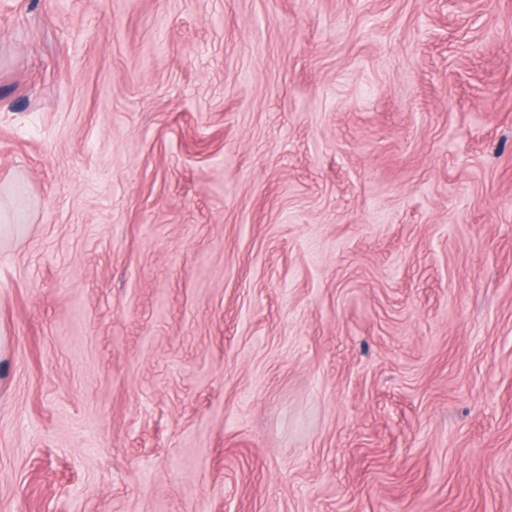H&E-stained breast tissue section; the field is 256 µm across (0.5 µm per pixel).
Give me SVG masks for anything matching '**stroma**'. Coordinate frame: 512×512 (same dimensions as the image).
I'll list each match as a JSON object with an SVG mask.
<instances>
[{
	"mask_svg": "<svg viewBox=\"0 0 512 512\" xmlns=\"http://www.w3.org/2000/svg\"><path fill=\"white\" fill-rule=\"evenodd\" d=\"M0 512H512V0H0Z\"/></svg>",
	"mask_w": 512,
	"mask_h": 512,
	"instance_id": "35a3bbf8",
	"label": "stroma"
}]
</instances>
